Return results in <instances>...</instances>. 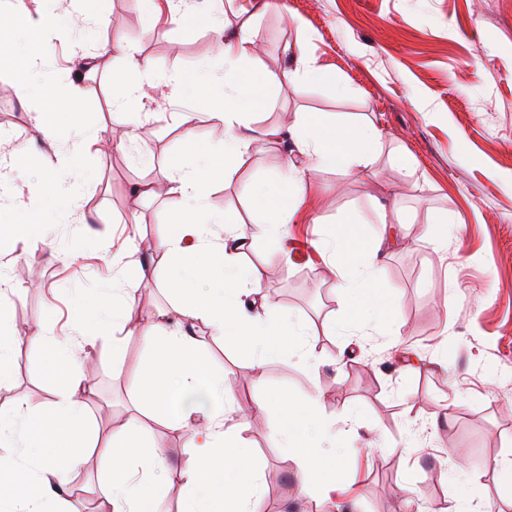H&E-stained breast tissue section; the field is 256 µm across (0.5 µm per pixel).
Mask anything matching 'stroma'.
Returning <instances> with one entry per match:
<instances>
[{
  "mask_svg": "<svg viewBox=\"0 0 512 512\" xmlns=\"http://www.w3.org/2000/svg\"><path fill=\"white\" fill-rule=\"evenodd\" d=\"M251 29L258 54L254 65L271 76L261 125L284 114L320 112L344 122L374 123L383 134L377 176L362 172L308 171L310 192L297 204L282 242L252 237L250 225L263 213L249 205L252 192L277 181L290 157L279 145L255 139L238 170L210 187L212 210L239 213L237 232L248 239L242 260L275 291V302L311 337L315 362L307 366L284 356L265 367L262 385L250 381L252 358L233 343L214 342L197 323L204 355L224 368V387L240 403L264 401L263 410L230 422L253 450L263 483L260 512H324L313 497L297 492L298 469L279 447L274 426L281 415L275 397L318 395L320 412L351 410L357 424L340 440L358 502L355 512H404L407 501L424 512H447L454 476L480 455L474 492L491 512H512V499L497 487V465L512 455V0H275ZM58 9L70 15L73 39L46 49L35 68V86L62 84L81 71L98 102L78 116L90 133L116 127L114 105L123 92L124 64L95 49L125 35L149 61L152 117L138 125L134 148L90 149L84 156L85 187L73 213L57 215L50 243L10 240L9 224L27 202L41 171L56 165L60 146L33 136L30 105L17 93L10 71L0 72V139L32 158L15 183L12 206L0 213V281H21L25 291L12 311L19 329H47L53 337L71 332L72 301L97 299L101 262L95 249L122 248L129 236L162 238L173 217L168 198L141 199L133 188L162 182L170 159L184 155L182 112L199 113L198 136L224 138L222 126L202 115L197 97L176 92L171 77L207 66L222 71L214 32L189 27L182 11L150 22L139 0H103L93 23L76 14L71 0ZM306 42L335 83L280 84L293 63L298 42ZM400 148L414 162L413 173L391 167L388 153ZM384 204L397 224V238L379 256L382 287L396 297L390 318L364 336L328 334L342 308L327 269L328 236L334 224L362 220L365 235L381 230L376 206ZM444 213L447 225L427 223L428 212ZM142 255L118 280L134 291L136 314L172 309L168 271L149 265L139 276ZM147 264V263H146ZM452 355L440 363L437 351ZM151 355L143 337L128 340L121 357L97 341L83 366L94 392L88 416L99 434L136 423L146 441L161 443L170 469L195 462L185 432L150 419L132 394V380ZM56 381L43 347L19 344L12 378L0 386V403L53 400ZM104 464L83 457L71 470L69 512H88L97 500Z\"/></svg>",
  "mask_w": 512,
  "mask_h": 512,
  "instance_id": "stroma-1",
  "label": "stroma"
}]
</instances>
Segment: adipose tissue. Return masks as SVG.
I'll use <instances>...</instances> for the list:
<instances>
[{
	"label": "adipose tissue",
	"instance_id": "adipose-tissue-1",
	"mask_svg": "<svg viewBox=\"0 0 512 512\" xmlns=\"http://www.w3.org/2000/svg\"><path fill=\"white\" fill-rule=\"evenodd\" d=\"M242 21L238 30L224 32L223 0H206L204 8L190 12L196 23L214 28L224 61L223 76L208 68L177 76L174 88L206 100L221 99L220 108L210 112L211 122L224 129L220 147L197 140L196 113L179 118L190 152L218 154V169L231 177L241 164L251 141L262 137L277 143L292 142L297 161L289 163L282 177L252 195L254 207L266 215L255 223V237L279 241L296 206L309 191V168L346 172L360 167L368 175L374 168L382 134L368 121L336 124L317 113H301L292 124L258 126L259 105L255 97L268 77L254 69V43L250 28L269 0H240ZM24 33L41 34L44 41H68L70 28L60 19L25 10H0V56L17 66L15 75L21 97L38 96L32 114L33 134L66 147L59 168L50 169L32 190L33 199L12 228L23 232L40 227L51 234L49 214L74 203L82 193L78 179L86 149L92 145H133L130 133L109 137L88 136L73 119L90 108L93 98L75 83L34 92L28 72L38 65L31 46H19ZM68 171L73 179L60 185L58 174ZM214 172L200 169L182 158L171 160L164 192L176 208L177 222L170 225L150 253L172 273L170 288L178 297L175 313L187 323H206L214 340L230 341L253 356L252 381L262 384L269 359L291 353L308 360L312 351L306 331L292 315L268 302L269 285L261 275L241 262L243 242L234 234L237 213L210 214L207 198ZM224 225L223 242L210 237L211 225ZM329 265L334 286L344 300L343 326L363 329L364 309L373 306L389 313L392 299L380 288L372 271L382 250L383 238L362 235L355 221L337 225L331 234ZM21 287L0 289V385L10 380L13 354L21 340L43 345L54 371L63 381L55 398L47 404L18 399L0 404V471L11 474L27 468L26 480L15 485L9 512H48L49 506L65 501L66 475L85 449L94 448L111 464L109 476L100 486L108 512H164L168 491L181 483L183 512H256L262 495L260 474L250 448L240 445L236 431L226 426V415L239 410L234 396L224 391L223 367L210 363L196 339L186 331L169 328L166 313L139 324L133 318L134 298L122 288L99 295L92 315L77 313L70 336L58 340L40 329L21 335L7 315L21 297ZM140 335L149 341L152 359L134 379L138 400L174 430L188 432L199 464L188 470L167 469L156 445H141L131 426L114 430L102 440L89 429L83 396L90 390L81 376L82 366L97 339L111 340L113 355H120L128 338ZM285 413L274 434L298 465L300 490L317 498L328 512H340L338 494L350 490L344 467L338 459L337 425L353 426L352 414L341 413L328 420L319 413L317 395L298 401L291 395L278 396Z\"/></svg>",
	"mask_w": 512,
	"mask_h": 512
}]
</instances>
